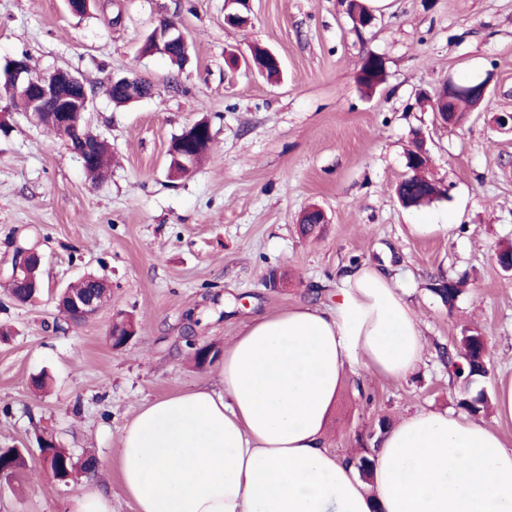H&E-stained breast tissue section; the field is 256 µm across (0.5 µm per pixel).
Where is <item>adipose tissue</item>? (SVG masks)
<instances>
[{"instance_id":"1","label":"adipose tissue","mask_w":512,"mask_h":512,"mask_svg":"<svg viewBox=\"0 0 512 512\" xmlns=\"http://www.w3.org/2000/svg\"><path fill=\"white\" fill-rule=\"evenodd\" d=\"M420 322L388 272L349 269L326 306L255 317L224 350L219 385L142 406L120 438L135 512H512V448L447 411L402 417L372 488L325 446L348 369L411 375Z\"/></svg>"}]
</instances>
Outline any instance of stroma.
I'll use <instances>...</instances> for the list:
<instances>
[{
  "instance_id": "stroma-1",
  "label": "stroma",
  "mask_w": 512,
  "mask_h": 512,
  "mask_svg": "<svg viewBox=\"0 0 512 512\" xmlns=\"http://www.w3.org/2000/svg\"><path fill=\"white\" fill-rule=\"evenodd\" d=\"M350 3L251 0L250 24L236 28L224 22L227 0H95L81 17L65 0H0V60L24 54L37 74L80 73L95 92L90 128L113 153L107 179L91 182L61 137L0 94L10 123L0 134V448L26 456L20 475H0V512H64L84 485L111 493L112 512H133L119 435L142 405L217 385L218 361L196 364V348L223 351L262 314L330 304L342 272L366 262L403 285L427 354L404 380L346 373L327 448L358 453L380 419L491 400L512 376V272L496 260L512 244V132L493 122L512 112V0H385L366 28ZM164 18L192 46L183 67L139 52ZM255 45L280 56V80L228 68V51ZM370 55L385 79L367 93L357 74ZM462 73L489 78L488 93L465 123L440 125L426 97ZM115 74L151 82L152 96L115 106ZM202 118L213 130L206 158L169 178L171 139ZM419 137L443 194L406 208L395 188ZM312 205L326 222L304 236L299 217ZM29 242L44 255L43 292L17 306L4 277ZM90 272L112 299L71 322L56 296ZM448 278L464 281L450 306L431 290ZM119 311L139 327L116 350ZM468 329L486 338L489 372L466 384L449 376L448 356ZM44 430L74 457L94 455L96 471L53 479L36 441Z\"/></svg>"
}]
</instances>
